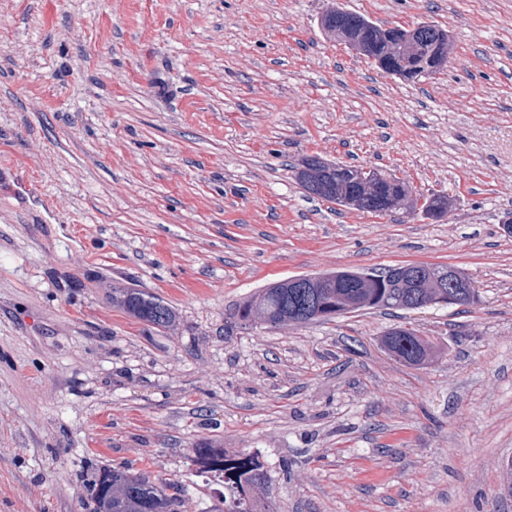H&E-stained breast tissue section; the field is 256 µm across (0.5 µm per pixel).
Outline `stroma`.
Returning a JSON list of instances; mask_svg holds the SVG:
<instances>
[{"mask_svg": "<svg viewBox=\"0 0 512 512\" xmlns=\"http://www.w3.org/2000/svg\"><path fill=\"white\" fill-rule=\"evenodd\" d=\"M334 6L439 24L448 61L386 74L326 36ZM312 156L448 212L308 197ZM511 220L512 0H0V512H94L112 468L224 512L203 440L258 453L274 512H512ZM404 263L478 302L228 328L270 282ZM399 325L434 358L385 350ZM112 303L132 317L160 329L176 326L174 309L161 298L145 291L112 285Z\"/></svg>", "mask_w": 512, "mask_h": 512, "instance_id": "obj_1", "label": "stroma"}]
</instances>
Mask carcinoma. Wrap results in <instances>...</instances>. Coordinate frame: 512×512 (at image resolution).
Returning <instances> with one entry per match:
<instances>
[{
    "mask_svg": "<svg viewBox=\"0 0 512 512\" xmlns=\"http://www.w3.org/2000/svg\"><path fill=\"white\" fill-rule=\"evenodd\" d=\"M322 19L332 20L325 26V34L362 39L368 45L365 56L377 63L388 51L395 56L410 52V43L403 39L387 44L382 39V27L360 14L340 10L325 13ZM417 27L416 40L425 47L437 40H448L446 30L436 24L422 22ZM348 170V166H327L322 159L310 157L302 163L296 177L311 197L371 213L388 212L389 199L399 189L385 182L371 190L362 189L345 176ZM344 274L346 271L342 270L318 277L301 276L292 285L286 279L270 283L236 306L232 315L234 327L305 325L323 320L321 314L327 311H337L342 316L362 308L403 310L410 297L435 293L436 282L448 275V265L420 264L415 284L401 279L394 267L371 272L368 279L354 284L336 281ZM112 302L156 328L166 330L176 326L174 309L145 291L114 285ZM383 343L389 352L410 364H421L428 357L429 342L413 329L391 328L385 333ZM195 455L202 471L224 481V512H273L256 496L267 481V471L258 457L247 451L226 454L207 441L195 446ZM91 488L95 512H175L176 501L167 493L168 485L144 474L103 469L95 473Z\"/></svg>",
    "mask_w": 512,
    "mask_h": 512,
    "instance_id": "1",
    "label": "carcinoma"
}]
</instances>
